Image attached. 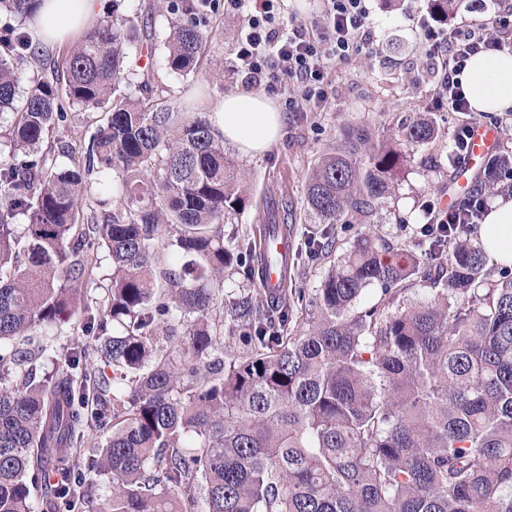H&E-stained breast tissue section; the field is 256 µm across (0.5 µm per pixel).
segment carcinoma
I'll return each mask as SVG.
<instances>
[{
  "label": "carcinoma",
  "instance_id": "cac0c4a2",
  "mask_svg": "<svg viewBox=\"0 0 512 512\" xmlns=\"http://www.w3.org/2000/svg\"><path fill=\"white\" fill-rule=\"evenodd\" d=\"M36 2L0 9L24 20ZM172 12L167 64L191 73L207 34L193 0ZM130 46L122 21H95L16 109L25 55L0 42V512H512V265L487 271L478 225L452 224L425 259L360 237L305 314L286 288L226 297L224 273H255L252 243L221 229L250 202L245 173L207 113L175 110L149 74L140 96L120 90ZM77 107L106 117L81 158L45 145ZM436 136L425 116L393 140L346 126L308 178L312 248L332 257L336 225L367 222ZM93 171L110 209L83 207ZM474 186L509 198L511 137ZM98 248L112 275L93 311ZM82 307L95 344L37 376L30 332ZM91 428L108 439L79 459ZM92 473L111 478L97 503Z\"/></svg>",
  "mask_w": 512,
  "mask_h": 512
}]
</instances>
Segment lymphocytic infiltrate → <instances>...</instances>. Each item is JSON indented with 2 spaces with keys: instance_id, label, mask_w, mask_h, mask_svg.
<instances>
[{
  "instance_id": "obj_1",
  "label": "lymphocytic infiltrate",
  "mask_w": 512,
  "mask_h": 512,
  "mask_svg": "<svg viewBox=\"0 0 512 512\" xmlns=\"http://www.w3.org/2000/svg\"><path fill=\"white\" fill-rule=\"evenodd\" d=\"M197 2L200 19L219 10L244 18L230 69L247 87L277 95L287 112L319 108L326 96L330 62L349 59L373 42L366 0H318L317 12L305 23L289 15L287 0ZM446 23V17L433 9L417 21L437 95L447 100L449 111L463 117L453 135L452 157L458 161L481 119L467 100L461 76L478 54L512 52V6L492 8L489 17L451 30ZM487 207L488 196L482 192L458 210L423 199L421 231L431 235L448 224L476 223Z\"/></svg>"
}]
</instances>
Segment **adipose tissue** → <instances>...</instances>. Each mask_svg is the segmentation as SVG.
Here are the masks:
<instances>
[{"mask_svg": "<svg viewBox=\"0 0 512 512\" xmlns=\"http://www.w3.org/2000/svg\"><path fill=\"white\" fill-rule=\"evenodd\" d=\"M103 9V0H40L37 18L30 25L32 42L39 48L63 43L99 19ZM461 79L476 111L503 112L512 108V55H476ZM207 110L213 128L247 155L269 150L285 128L284 113L268 99L252 93L216 98ZM479 237L493 261L512 265V200H501L491 207Z\"/></svg>", "mask_w": 512, "mask_h": 512, "instance_id": "obj_1", "label": "adipose tissue"}]
</instances>
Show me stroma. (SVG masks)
<instances>
[{
  "label": "stroma",
  "instance_id": "1",
  "mask_svg": "<svg viewBox=\"0 0 512 512\" xmlns=\"http://www.w3.org/2000/svg\"><path fill=\"white\" fill-rule=\"evenodd\" d=\"M172 0H118L117 13L136 28L167 32ZM374 30L372 49L330 65L326 98L314 112L286 116L283 136L267 152L238 155L247 177L250 203L243 214L224 225L225 236L256 239L266 224L293 228L295 260L290 263V288L311 296L329 267L328 260L311 252L313 225L305 220L307 177L318 158L335 142L344 124L353 123L393 134L427 113L435 121L440 139L419 147L413 161L405 162L395 192L377 207L369 223L340 230L337 254H344L364 235L385 239L403 238L417 253L427 245L418 232V204L429 198L442 201L448 192V148L460 116L436 98L435 82L428 67L426 49L415 20L405 18V8L426 11L428 0H368ZM240 17L223 12L211 14L206 31V53L197 72L182 75L171 71L161 44L133 47L130 72L151 70L167 98L188 112L205 111L214 98L243 91L240 77L229 70ZM103 115L88 110L75 113L52 137L63 138L74 154H81L101 124Z\"/></svg>",
  "mask_w": 512,
  "mask_h": 512
}]
</instances>
